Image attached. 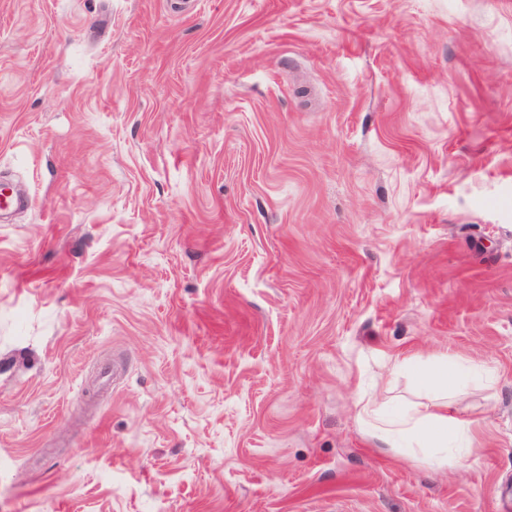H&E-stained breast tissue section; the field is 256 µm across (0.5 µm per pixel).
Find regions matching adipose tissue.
<instances>
[{
    "mask_svg": "<svg viewBox=\"0 0 512 512\" xmlns=\"http://www.w3.org/2000/svg\"><path fill=\"white\" fill-rule=\"evenodd\" d=\"M472 421L455 416L451 409L440 413L418 410L385 416L376 437L386 445L407 438L406 453L423 455L436 469L460 463L472 450Z\"/></svg>",
    "mask_w": 512,
    "mask_h": 512,
    "instance_id": "obj_1",
    "label": "adipose tissue"
}]
</instances>
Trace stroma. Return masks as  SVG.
Listing matches in <instances>:
<instances>
[{
    "label": "stroma",
    "mask_w": 512,
    "mask_h": 512,
    "mask_svg": "<svg viewBox=\"0 0 512 512\" xmlns=\"http://www.w3.org/2000/svg\"><path fill=\"white\" fill-rule=\"evenodd\" d=\"M6 179L0 512H512V0H0ZM473 365L466 362H456L448 369H428L422 372L423 384L435 392L448 391L453 386L468 378L472 372ZM443 407L442 413L414 409L403 415L384 416L375 437L389 448H396L393 445L398 438L407 437L404 452L422 454L435 469L460 463L472 450L473 422L455 416L448 401Z\"/></svg>",
    "instance_id": "35a3bbf8"
}]
</instances>
